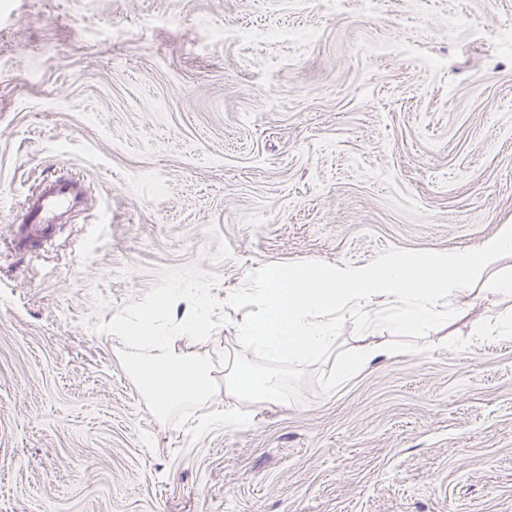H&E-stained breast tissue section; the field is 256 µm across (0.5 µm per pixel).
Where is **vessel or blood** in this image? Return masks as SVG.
I'll return each mask as SVG.
<instances>
[{
	"instance_id": "b4317fda",
	"label": "vessel or blood",
	"mask_w": 512,
	"mask_h": 512,
	"mask_svg": "<svg viewBox=\"0 0 512 512\" xmlns=\"http://www.w3.org/2000/svg\"><path fill=\"white\" fill-rule=\"evenodd\" d=\"M84 197L80 179L58 178L42 184L21 216L18 232L26 236L49 238L53 224L75 209Z\"/></svg>"
}]
</instances>
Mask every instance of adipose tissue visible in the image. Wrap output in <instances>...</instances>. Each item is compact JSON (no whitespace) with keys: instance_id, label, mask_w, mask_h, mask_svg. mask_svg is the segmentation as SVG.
Instances as JSON below:
<instances>
[{"instance_id":"obj_1","label":"adipose tissue","mask_w":512,"mask_h":512,"mask_svg":"<svg viewBox=\"0 0 512 512\" xmlns=\"http://www.w3.org/2000/svg\"><path fill=\"white\" fill-rule=\"evenodd\" d=\"M512 251V225L482 245L478 254L458 250L432 260L391 261L373 271L333 269L315 275L311 264L269 268L258 290L263 314L242 321L237 339L278 360L302 364L329 351L336 342L334 320L320 318L324 309L359 300L399 302L393 324L397 330H415L448 319L452 299L461 291L478 295L512 292V280L494 274L503 253ZM182 304L181 318L171 317ZM204 299L198 295L159 294L134 318L118 319L112 330L134 351L128 364L139 378L143 393L159 414L185 403L207 402L212 394L211 367L206 359L181 353V342L199 338L206 330ZM226 390L238 397L272 401L279 381L237 367L224 374Z\"/></svg>"}]
</instances>
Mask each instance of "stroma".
I'll list each match as a JSON object with an SVG mask.
<instances>
[{
	"label": "stroma",
	"instance_id": "stroma-1",
	"mask_svg": "<svg viewBox=\"0 0 512 512\" xmlns=\"http://www.w3.org/2000/svg\"><path fill=\"white\" fill-rule=\"evenodd\" d=\"M60 174L87 206L19 242ZM505 224L512 0H0V512H512V330L475 335L512 297L398 334L339 306L301 365L236 339L269 267ZM165 291L205 296L216 381L229 359L280 400L159 415L110 325ZM391 354V346L387 343L385 347L375 349L359 348L354 354L341 359L339 366L341 375L351 376L366 369L375 359L380 356Z\"/></svg>",
	"mask_w": 512,
	"mask_h": 512
}]
</instances>
